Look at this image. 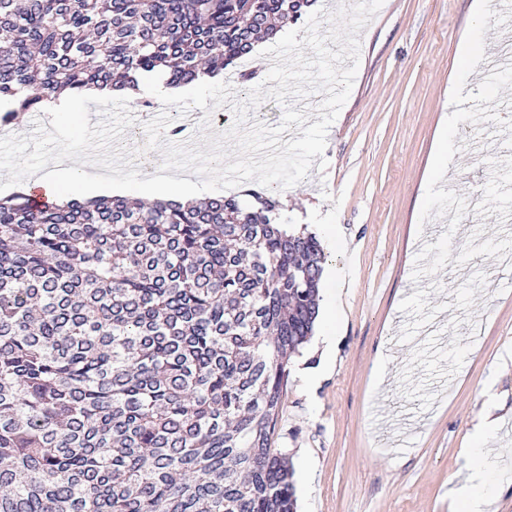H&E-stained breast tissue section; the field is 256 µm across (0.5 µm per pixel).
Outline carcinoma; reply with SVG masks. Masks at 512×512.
<instances>
[{
  "label": "carcinoma",
  "instance_id": "cac0c4a2",
  "mask_svg": "<svg viewBox=\"0 0 512 512\" xmlns=\"http://www.w3.org/2000/svg\"><path fill=\"white\" fill-rule=\"evenodd\" d=\"M311 0H0V102L215 78ZM0 198V512H297L272 447L325 254L271 192Z\"/></svg>",
  "mask_w": 512,
  "mask_h": 512
}]
</instances>
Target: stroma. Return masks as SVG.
I'll return each instance as SVG.
<instances>
[{"mask_svg": "<svg viewBox=\"0 0 512 512\" xmlns=\"http://www.w3.org/2000/svg\"><path fill=\"white\" fill-rule=\"evenodd\" d=\"M487 6L384 0L358 33L326 167L279 193L292 222L335 225L351 246L325 252L345 274L336 366L322 372L313 339L290 358L272 438L293 465L298 512H450L448 483L488 415L503 424L491 512H512V67L487 77L464 50L475 8L486 47L512 29V12ZM465 68L470 133H449L444 190L432 180L438 131Z\"/></svg>", "mask_w": 512, "mask_h": 512, "instance_id": "35a3bbf8", "label": "stroma"}]
</instances>
